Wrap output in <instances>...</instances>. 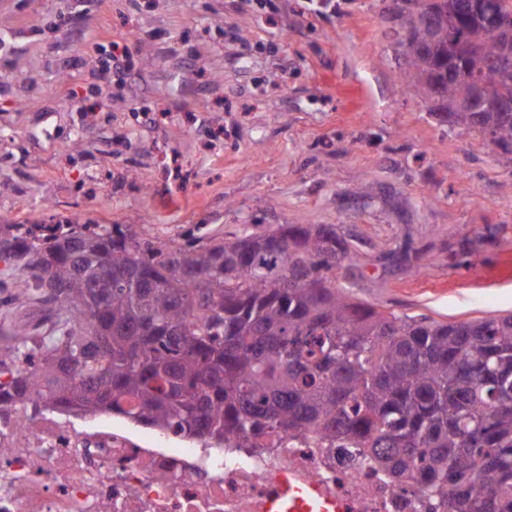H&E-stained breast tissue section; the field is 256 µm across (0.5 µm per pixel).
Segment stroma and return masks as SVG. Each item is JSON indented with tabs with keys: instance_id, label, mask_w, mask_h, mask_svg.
Wrapping results in <instances>:
<instances>
[{
	"instance_id": "35a3bbf8",
	"label": "stroma",
	"mask_w": 512,
	"mask_h": 512,
	"mask_svg": "<svg viewBox=\"0 0 512 512\" xmlns=\"http://www.w3.org/2000/svg\"><path fill=\"white\" fill-rule=\"evenodd\" d=\"M0 0V225L183 243L333 224L339 282L399 314L512 312V157L402 81L393 0ZM128 44L120 82L94 74ZM0 272V336L38 324Z\"/></svg>"
}]
</instances>
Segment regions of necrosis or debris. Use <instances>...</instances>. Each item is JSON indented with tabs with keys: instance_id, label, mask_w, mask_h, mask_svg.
<instances>
[{
	"instance_id": "4bbe7bcc",
	"label": "necrosis or debris",
	"mask_w": 512,
	"mask_h": 512,
	"mask_svg": "<svg viewBox=\"0 0 512 512\" xmlns=\"http://www.w3.org/2000/svg\"><path fill=\"white\" fill-rule=\"evenodd\" d=\"M452 512L304 429L260 448L188 446L134 423L79 429L0 406V512Z\"/></svg>"
}]
</instances>
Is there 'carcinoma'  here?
I'll return each instance as SVG.
<instances>
[{
  "mask_svg": "<svg viewBox=\"0 0 512 512\" xmlns=\"http://www.w3.org/2000/svg\"><path fill=\"white\" fill-rule=\"evenodd\" d=\"M402 77L448 128L512 154L500 37L459 0H400ZM482 86L493 106L465 105ZM334 224L157 245L129 224H9L0 260L54 304L57 335L17 334L1 405L111 412L256 448L313 428L452 512H512V316L438 322L354 299Z\"/></svg>",
  "mask_w": 512,
  "mask_h": 512,
  "instance_id": "1",
  "label": "carcinoma"
}]
</instances>
